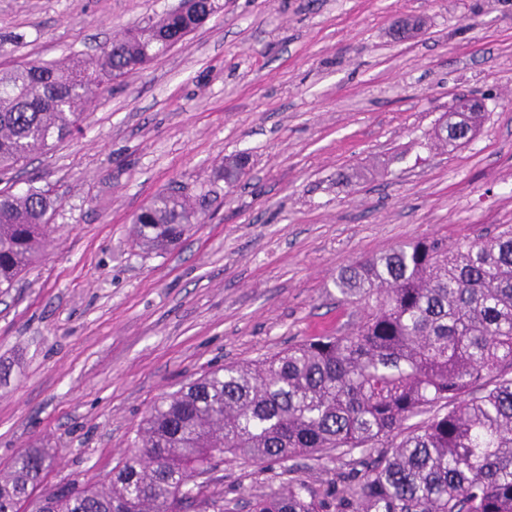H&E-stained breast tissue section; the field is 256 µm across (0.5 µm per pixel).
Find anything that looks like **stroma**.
I'll list each match as a JSON object with an SVG mask.
<instances>
[{
	"mask_svg": "<svg viewBox=\"0 0 512 512\" xmlns=\"http://www.w3.org/2000/svg\"><path fill=\"white\" fill-rule=\"evenodd\" d=\"M112 82L79 132L0 181L57 199L50 241L0 294V469L54 452L40 488L102 481L162 397L359 323L333 284L356 258L512 224V0H220ZM177 0H0V68L92 55ZM485 119L451 152L452 97ZM250 174L220 173L239 153ZM180 185L198 221L167 251L132 217ZM225 460L224 512L280 480Z\"/></svg>",
	"mask_w": 512,
	"mask_h": 512,
	"instance_id": "1",
	"label": "stroma"
}]
</instances>
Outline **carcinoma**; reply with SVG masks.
Returning <instances> with one entry per match:
<instances>
[{
  "mask_svg": "<svg viewBox=\"0 0 512 512\" xmlns=\"http://www.w3.org/2000/svg\"><path fill=\"white\" fill-rule=\"evenodd\" d=\"M222 8L199 0L126 29L88 62L0 69V177L80 126L90 95L182 42ZM461 135L439 124L437 144ZM248 156L224 165L239 180ZM51 191H0V292L42 254ZM194 211L180 191L135 216L140 244H176ZM364 305L356 330L316 336L254 364L204 374L153 406L109 482L41 495L43 512H173L194 469L224 459L283 464L298 456L345 467L323 487L283 479L251 512H512V224L474 241L405 243L352 261L333 280ZM50 466L34 448L0 470V512H19ZM202 512L224 498L197 492Z\"/></svg>",
  "mask_w": 512,
  "mask_h": 512,
  "instance_id": "cac0c4a2",
  "label": "carcinoma"
}]
</instances>
